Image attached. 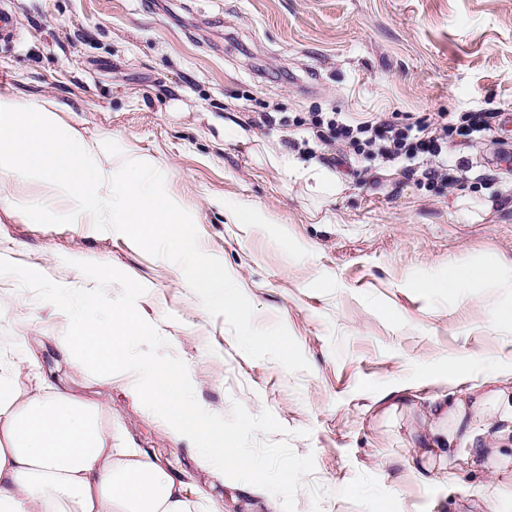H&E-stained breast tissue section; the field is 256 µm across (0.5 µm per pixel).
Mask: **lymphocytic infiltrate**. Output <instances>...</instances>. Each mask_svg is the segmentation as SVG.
Masks as SVG:
<instances>
[{
	"label": "lymphocytic infiltrate",
	"instance_id": "obj_1",
	"mask_svg": "<svg viewBox=\"0 0 512 512\" xmlns=\"http://www.w3.org/2000/svg\"><path fill=\"white\" fill-rule=\"evenodd\" d=\"M500 117L498 109L477 112H441L432 120L397 122L382 115L354 119L339 112H313L296 120L306 128L314 143L327 147L352 145L355 152L378 159L384 166H403L420 175L429 186L455 184L465 179L468 161L451 162L448 146L454 136L493 131Z\"/></svg>",
	"mask_w": 512,
	"mask_h": 512
}]
</instances>
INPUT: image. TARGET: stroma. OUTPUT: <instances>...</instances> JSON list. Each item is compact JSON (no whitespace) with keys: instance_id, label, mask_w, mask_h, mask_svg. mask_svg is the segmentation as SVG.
I'll return each mask as SVG.
<instances>
[{"instance_id":"obj_1","label":"stroma","mask_w":512,"mask_h":512,"mask_svg":"<svg viewBox=\"0 0 512 512\" xmlns=\"http://www.w3.org/2000/svg\"><path fill=\"white\" fill-rule=\"evenodd\" d=\"M19 40L0 45V93L53 95L61 124L121 164L151 161L168 196L195 222L199 245L218 258L255 309L254 323H283L309 371L291 373L241 352L223 318L210 316L177 264L122 234L90 224L42 225L18 208L71 209L38 180L0 188V357L27 358L63 390L102 406L113 439L133 440L199 489L213 481L197 454L126 391L134 375L111 378L88 364L56 363V340L86 296L105 321L144 313L183 360L199 404L226 416L233 402L268 410L283 427L274 441L313 454L332 494L322 512H363L338 497L357 474L395 494L401 512H512L494 478L452 458L421 485L406 471L414 448L408 420L382 412L389 391L407 387L424 406L476 385L456 376L484 357L512 378V334L488 312L489 288L434 295L428 276L466 262H512V171L493 160L490 140L457 137L450 159L473 165L455 188L423 185L400 168L302 145L289 121L311 112L361 119L475 112L510 115L512 0H7ZM254 112L273 123L247 142L224 126ZM316 160L347 184L328 219L311 216L301 187L264 160L265 150ZM496 206L472 221L461 196ZM243 199L267 224H233L225 202Z\"/></svg>"}]
</instances>
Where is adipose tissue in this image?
<instances>
[{"label": "adipose tissue", "mask_w": 512, "mask_h": 512, "mask_svg": "<svg viewBox=\"0 0 512 512\" xmlns=\"http://www.w3.org/2000/svg\"><path fill=\"white\" fill-rule=\"evenodd\" d=\"M308 194L333 204L346 183L326 166L269 154ZM430 293L479 286L512 298V272L473 265L459 277L429 278ZM92 301L68 322L57 345L59 361L89 362L103 373L126 371L141 323L137 313L113 312L109 322L92 314ZM19 361L0 359V512H202L191 486L153 455L138 448H116L100 423L101 408L53 389L24 396ZM430 422L410 435L419 461L410 473L430 483L434 463L455 453L482 462L489 471L512 463L501 445L512 440V394L504 389L435 401Z\"/></svg>", "instance_id": "1"}]
</instances>
